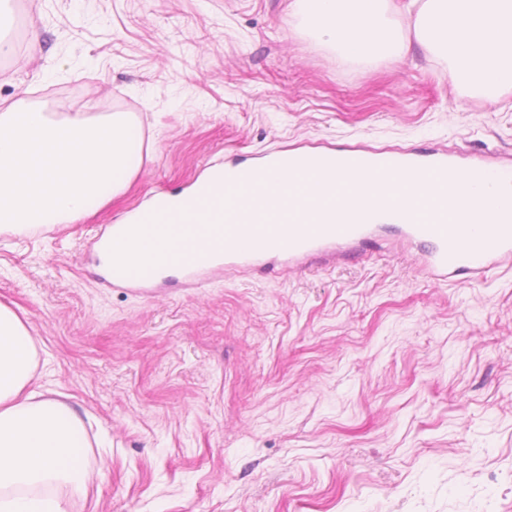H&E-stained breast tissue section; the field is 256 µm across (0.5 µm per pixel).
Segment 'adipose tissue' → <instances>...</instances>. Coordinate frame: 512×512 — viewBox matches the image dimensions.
Here are the masks:
<instances>
[{
	"mask_svg": "<svg viewBox=\"0 0 512 512\" xmlns=\"http://www.w3.org/2000/svg\"><path fill=\"white\" fill-rule=\"evenodd\" d=\"M289 8L346 57L401 63L420 53L488 100L512 89V0H291ZM33 363L26 326L0 305V512H67L51 490L85 489L89 474L72 461L83 425L66 403L25 394Z\"/></svg>",
	"mask_w": 512,
	"mask_h": 512,
	"instance_id": "adipose-tissue-1",
	"label": "adipose tissue"
}]
</instances>
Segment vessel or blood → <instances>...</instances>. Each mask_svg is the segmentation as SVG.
<instances>
[{
	"instance_id": "obj_1",
	"label": "vessel or blood",
	"mask_w": 512,
	"mask_h": 512,
	"mask_svg": "<svg viewBox=\"0 0 512 512\" xmlns=\"http://www.w3.org/2000/svg\"><path fill=\"white\" fill-rule=\"evenodd\" d=\"M313 168L344 166L368 172L383 181L416 171L428 178L427 190L434 203L404 211L398 239L406 247L422 246L421 268L432 282L444 283L460 276L476 279L503 267H512V198L502 197L493 215L482 208L462 213L452 202L478 185L512 188V166L461 161L451 153L418 154L389 150L342 149L305 151L297 154L268 153L249 173L229 180L227 189L251 184L252 178L273 165ZM373 206L355 208L349 220L339 224L308 222L301 208H289L288 221L275 223L270 210H248L243 227L225 225L224 251L214 269H246L259 266L274 254L288 265L306 268L319 260L351 258L355 245L367 241L380 221Z\"/></svg>"
}]
</instances>
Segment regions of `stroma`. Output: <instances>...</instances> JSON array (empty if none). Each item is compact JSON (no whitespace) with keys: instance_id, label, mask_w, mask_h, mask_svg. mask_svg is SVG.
<instances>
[{"instance_id":"obj_1","label":"stroma","mask_w":512,"mask_h":512,"mask_svg":"<svg viewBox=\"0 0 512 512\" xmlns=\"http://www.w3.org/2000/svg\"><path fill=\"white\" fill-rule=\"evenodd\" d=\"M290 0H0V108L127 112L142 164L81 220L0 232V304L33 390L80 418L67 512H512V270L433 283L375 243L345 263L112 285L96 239L213 164L289 147L512 162V91L443 60L350 59Z\"/></svg>"}]
</instances>
